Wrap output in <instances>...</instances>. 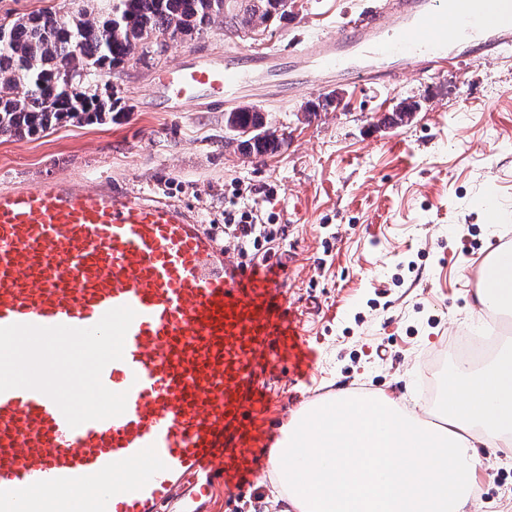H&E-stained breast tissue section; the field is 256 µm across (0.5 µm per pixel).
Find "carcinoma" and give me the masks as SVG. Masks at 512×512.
Segmentation results:
<instances>
[{
  "label": "carcinoma",
  "instance_id": "1",
  "mask_svg": "<svg viewBox=\"0 0 512 512\" xmlns=\"http://www.w3.org/2000/svg\"><path fill=\"white\" fill-rule=\"evenodd\" d=\"M113 0L112 9L87 19L82 9L63 18L48 9L18 19L0 39V135L23 138L62 121H101L119 99L98 92L105 70L155 53L152 37L190 36L223 18L238 32L277 14L279 0ZM26 87L25 97L15 90ZM227 124L251 134L240 140L245 155H272L283 143L279 130L257 110L230 112Z\"/></svg>",
  "mask_w": 512,
  "mask_h": 512
}]
</instances>
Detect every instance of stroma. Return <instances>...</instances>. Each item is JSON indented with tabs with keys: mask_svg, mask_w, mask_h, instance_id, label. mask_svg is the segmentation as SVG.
Masks as SVG:
<instances>
[{
	"mask_svg": "<svg viewBox=\"0 0 512 512\" xmlns=\"http://www.w3.org/2000/svg\"><path fill=\"white\" fill-rule=\"evenodd\" d=\"M369 0H288L286 15L230 32L215 21L171 41L164 55L104 71L103 94L124 109L99 123L55 125L24 138L0 135V189L79 178L93 189L123 186L224 221L235 187L268 203L287 222L292 256L280 279L288 312L315 362L304 377L272 380L270 427L281 431L304 403L348 389L402 398L429 422L436 403L424 386L432 362L462 336L491 332L474 309V270L489 252L512 246V48L498 59L427 78L408 72L388 86L332 81L282 95L254 85L225 108L166 100L158 76L180 63L223 61L271 44L290 53L302 37L338 33ZM85 0H0V23L39 10L62 15ZM334 97L311 115L308 103ZM422 109L408 125L384 124L402 100ZM247 105L280 128V150L257 160L225 146L228 112ZM479 512H512V450L483 448ZM273 483L252 478L234 494L216 487L208 512H284Z\"/></svg>",
	"mask_w": 512,
	"mask_h": 512,
	"instance_id": "1",
	"label": "stroma"
}]
</instances>
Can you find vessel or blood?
Segmentation results:
<instances>
[{
	"instance_id": "obj_1",
	"label": "vessel or blood",
	"mask_w": 512,
	"mask_h": 512,
	"mask_svg": "<svg viewBox=\"0 0 512 512\" xmlns=\"http://www.w3.org/2000/svg\"><path fill=\"white\" fill-rule=\"evenodd\" d=\"M512 45V0H371L339 34L304 43L299 81L388 84L433 77L472 51ZM279 50L166 71L168 100L223 106L248 81L280 75ZM288 292L238 269L194 210L123 188L54 178L0 190V327L87 328L131 307L106 388L122 415L70 427L42 392H0V512H206L236 490L268 443L262 374L306 368Z\"/></svg>"
}]
</instances>
